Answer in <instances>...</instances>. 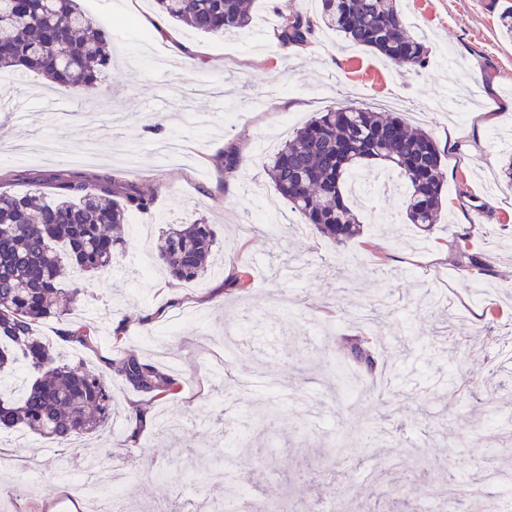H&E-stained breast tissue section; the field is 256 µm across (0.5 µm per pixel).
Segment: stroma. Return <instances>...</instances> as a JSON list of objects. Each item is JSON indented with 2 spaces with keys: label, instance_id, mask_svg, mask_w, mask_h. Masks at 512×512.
Listing matches in <instances>:
<instances>
[{
  "label": "stroma",
  "instance_id": "1",
  "mask_svg": "<svg viewBox=\"0 0 512 512\" xmlns=\"http://www.w3.org/2000/svg\"><path fill=\"white\" fill-rule=\"evenodd\" d=\"M80 6L109 33L112 69L89 95L0 71V143L31 153L49 140L66 146L50 163L0 157V192L51 195L57 175L109 174L154 195V208L136 215L148 236L125 227L111 274L82 278V317L106 316L97 350L65 354L90 370L120 351L163 360L181 392L149 407L181 425L170 435L149 425L128 447L133 392L116 379L111 437L81 438L67 461L108 459L126 476L132 512H193L204 496L238 512L237 496H218L217 471L177 458L188 446L232 456L247 495L273 512H306L317 500L416 512L419 499L447 500L449 455L473 487L458 512H507L488 475H512V377L490 365L502 338H512V189L499 182L512 144V39L501 27L512 0H399L408 31L429 47L418 73L323 27L281 48L280 17L316 16L319 0H254L244 37L170 23L185 44L206 50L190 65L157 37L154 0ZM50 98L70 106L50 113ZM350 103L399 113L447 148L448 199L431 232L406 224L401 195L390 193L375 204L393 223L365 224L339 247L275 190L267 155L313 116ZM230 151L246 160L242 175L225 173ZM200 219L217 226L216 260L196 282L174 280L157 238L165 224ZM465 232L488 266L478 283L457 249ZM244 270L247 286L232 287ZM228 333L238 350L223 364L214 355ZM361 333L379 339L377 387L338 361L342 337ZM110 477L69 488L6 462L0 512H76Z\"/></svg>",
  "mask_w": 512,
  "mask_h": 512
}]
</instances>
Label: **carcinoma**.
I'll return each instance as SVG.
<instances>
[{
  "label": "carcinoma",
  "mask_w": 512,
  "mask_h": 512,
  "mask_svg": "<svg viewBox=\"0 0 512 512\" xmlns=\"http://www.w3.org/2000/svg\"><path fill=\"white\" fill-rule=\"evenodd\" d=\"M317 18L281 17V48L306 44L319 26L354 46L378 52L417 72L428 62L421 38L407 35L397 0H320ZM169 19L208 35L239 31L252 21L248 0H155ZM110 37L78 7L77 0H0V69L35 72L62 86L99 88L111 63ZM441 149L424 129L411 128L396 114L350 104L310 120L268 155L269 177L287 205L336 245L363 232L351 198V177L371 163H383L406 185L408 223L429 231L444 202ZM58 193H0V378L17 366L32 374L18 401L0 398V425L27 429L62 447L104 427L112 411L110 381L117 378L152 400L175 394L177 379L165 367L134 355L106 359L97 372L63 362L33 332L54 319L58 336L76 348L97 347L94 325L76 319L82 283L61 287L69 264L78 273L112 267L118 239L109 229L129 214L154 206L138 186L108 177L94 181L56 178ZM217 232L212 224H171L157 239L156 252L171 277L196 281L212 265ZM340 358L372 371L375 337L342 338Z\"/></svg>",
  "instance_id": "obj_1"
}]
</instances>
